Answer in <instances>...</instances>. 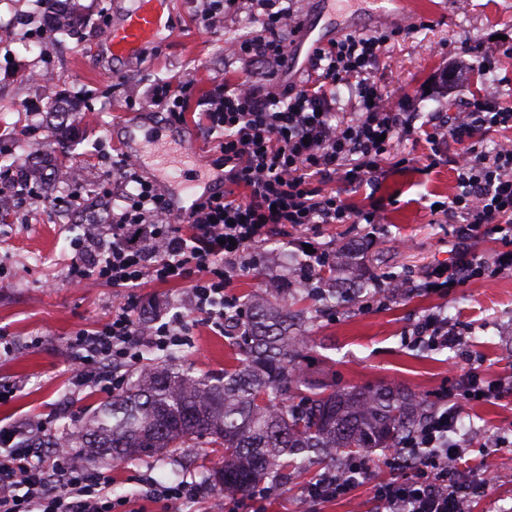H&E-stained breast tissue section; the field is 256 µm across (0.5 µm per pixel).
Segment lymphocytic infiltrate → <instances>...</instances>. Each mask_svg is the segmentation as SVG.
<instances>
[{
  "label": "lymphocytic infiltrate",
  "instance_id": "lymphocytic-infiltrate-1",
  "mask_svg": "<svg viewBox=\"0 0 512 512\" xmlns=\"http://www.w3.org/2000/svg\"><path fill=\"white\" fill-rule=\"evenodd\" d=\"M248 6L258 30L225 45L226 60L260 69L225 83L207 98L203 111L208 132L218 133L224 156V187L200 198L185 224L169 219L170 203L154 183L138 174L137 164L121 158L125 187L115 192L111 178L99 183L105 198H119L101 230L77 245L67 270L71 283L88 280L115 288L145 281L188 285L193 306L223 326L239 312L224 288L248 266L273 230L313 224H376V212L354 210L331 189L334 181L360 186L382 174L389 149L399 139L425 137L431 165L446 145L457 147V190L439 202L437 212L461 224L472 239L495 231L512 234V145L488 152L477 147L478 134L512 127V103L493 96L472 97L448 115L416 125L409 96L392 97L376 79L391 40L407 37L404 28L388 32H350L324 44L310 56L299 79L282 82L292 35L302 24L282 0H215L206 15L217 27L225 17ZM456 64L447 81L461 84L469 58L512 54L502 42H463L453 47ZM351 89L350 108L338 107V86ZM512 272V250L485 262L461 256L449 272L434 271L425 291L460 286L480 277ZM138 306L128 297L102 325L77 332L69 340L81 386L112 393L122 389L123 370L136 364L142 343L157 350L182 344L178 321L142 327ZM416 343L433 349L463 346L459 332L431 313L413 329ZM459 410L436 406L426 423L386 450L383 464L391 481L377 484L381 512H458L480 474L462 446L448 441ZM21 426L0 427V512H126L112 498V480L81 466L67 449L55 448L50 461L20 441ZM371 475V461L359 456L343 468L306 486L305 498L323 502L346 496Z\"/></svg>",
  "mask_w": 512,
  "mask_h": 512
}]
</instances>
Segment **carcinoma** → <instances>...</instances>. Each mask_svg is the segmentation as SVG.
Returning <instances> with one entry per match:
<instances>
[{"mask_svg":"<svg viewBox=\"0 0 512 512\" xmlns=\"http://www.w3.org/2000/svg\"><path fill=\"white\" fill-rule=\"evenodd\" d=\"M54 2L46 28L71 32L80 25L78 0ZM308 313L279 295L243 302L240 317L224 323L235 365L194 376L150 363L88 425L65 434L64 444L124 461L206 443L224 455L221 465L204 470V482L240 496L262 483L279 485L290 466L302 475L327 458L396 447L428 409L404 387L338 389L307 376L298 329Z\"/></svg>","mask_w":512,"mask_h":512,"instance_id":"carcinoma-1","label":"carcinoma"}]
</instances>
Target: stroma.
<instances>
[{
  "instance_id": "35a3bbf8",
  "label": "stroma",
  "mask_w": 512,
  "mask_h": 512,
  "mask_svg": "<svg viewBox=\"0 0 512 512\" xmlns=\"http://www.w3.org/2000/svg\"><path fill=\"white\" fill-rule=\"evenodd\" d=\"M82 2L88 8L84 29L69 36L46 33L33 13L34 0H0V141L6 144L0 163L11 166L19 157L56 154L77 171L86 207L97 208L103 220L107 212L99 207L97 187L103 176L118 171L130 100L142 104L143 127H171L167 112L149 104L158 86L192 85L184 126L200 165L179 174L152 160L141 166L142 176L161 187L181 178L193 180L199 170L219 171L222 156L199 123L200 104L241 68L225 61V41L256 30L257 22L245 11L210 29L201 16V0H172L175 39L146 47L135 62L119 65L101 35L130 0ZM343 2L346 11L339 19L348 30L410 29L409 38L391 42V67L381 79L393 94L412 97L418 122L480 91L512 100V58H500L487 70L473 65L463 85L444 79L453 61L448 45L512 37V0H413L412 9L402 15L371 12L365 0ZM42 70L52 78L57 101L72 112L67 123L47 111L30 78ZM385 168L378 185L340 190L354 208L379 209L380 223L322 224L285 237L272 235L260 247L254 268L227 282V294L266 295L271 277L288 275L289 263H301L302 241L319 245L332 258L347 244L361 242L363 270L382 284L400 276L404 287L314 313L305 329L309 343L303 363L311 376L340 387L403 385L434 405L455 402L472 372L487 381L512 378V274L475 279L445 295L420 288L428 273L457 258L458 225L435 223L431 211L434 202L455 189L452 161L429 167L425 145L401 139L392 145ZM67 192V185L46 177L41 197L24 200L0 223V333L14 345L12 357L0 360V383L13 389L11 398L0 402V426L46 422L58 437L83 425L109 398L89 387L75 390L65 361L68 341L76 331L104 323L129 294L94 281L69 282L72 243L82 235L85 218L58 206ZM132 294L143 323L155 315L180 318L189 339L179 354L153 351V361L177 371L189 367L198 375L219 373L234 363L230 339L192 308L186 285L149 281ZM430 313L460 328L464 350L429 351L410 343L413 327ZM37 336L43 342L35 347L31 341ZM452 439L480 464L486 482L482 493L471 495L470 512H512V391L466 406ZM369 455L375 469L348 496L306 501L308 479L298 476L273 488L266 512H379L374 485L390 481L392 473L380 464L382 450ZM76 458L110 475L113 496L126 498L132 512H160L145 495L146 481L198 484L203 469L220 461L219 453L204 444L182 449L176 463L164 455L115 462L80 452Z\"/></svg>"
}]
</instances>
